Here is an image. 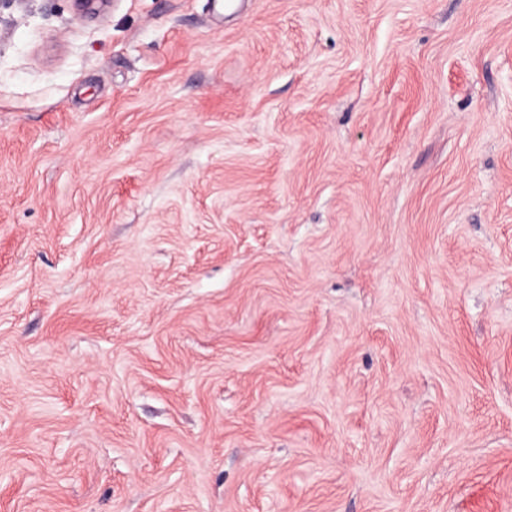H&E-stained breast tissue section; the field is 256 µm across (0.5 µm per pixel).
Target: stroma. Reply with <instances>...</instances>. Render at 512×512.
<instances>
[{
  "instance_id": "obj_1",
  "label": "stroma",
  "mask_w": 512,
  "mask_h": 512,
  "mask_svg": "<svg viewBox=\"0 0 512 512\" xmlns=\"http://www.w3.org/2000/svg\"><path fill=\"white\" fill-rule=\"evenodd\" d=\"M0 0V512H512V0Z\"/></svg>"
}]
</instances>
